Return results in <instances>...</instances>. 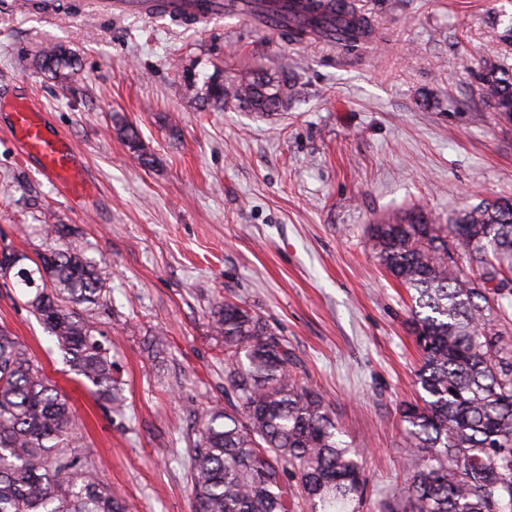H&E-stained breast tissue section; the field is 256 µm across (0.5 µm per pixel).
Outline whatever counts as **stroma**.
Returning a JSON list of instances; mask_svg holds the SVG:
<instances>
[{
  "label": "stroma",
  "mask_w": 512,
  "mask_h": 512,
  "mask_svg": "<svg viewBox=\"0 0 512 512\" xmlns=\"http://www.w3.org/2000/svg\"><path fill=\"white\" fill-rule=\"evenodd\" d=\"M55 0L36 13L0 0V98L31 97L84 162V201L23 166L0 112V249L36 258L54 215L110 275L89 320L112 346L123 415L70 372L20 289L0 285V326L65 393L101 482L134 512H191L184 450L204 410L226 405L224 342L211 313L254 309L292 350L352 447L361 512L403 482L401 406L420 356L409 294L380 265L371 227L422 214L448 224L512 197V121L478 72L512 68V0H351L379 34L348 53L286 41L233 16L190 26ZM57 44L82 66L61 82L18 57ZM288 72L298 94L268 116L215 112L183 77ZM178 130L170 132L169 117ZM134 126L154 161L116 134Z\"/></svg>",
  "instance_id": "stroma-1"
}]
</instances>
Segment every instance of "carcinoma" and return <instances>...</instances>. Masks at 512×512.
Returning <instances> with one entry per match:
<instances>
[{
    "mask_svg": "<svg viewBox=\"0 0 512 512\" xmlns=\"http://www.w3.org/2000/svg\"><path fill=\"white\" fill-rule=\"evenodd\" d=\"M344 0H255L288 5L282 29L301 42L319 35L350 50L376 39L369 20ZM33 65L65 78L76 59L42 48ZM489 105L512 118V70L488 66L480 76ZM216 111L267 114L297 95L294 80L217 74L197 89ZM117 135L144 165L152 163L137 131ZM381 265L411 292V333L421 351L418 400L401 409L406 480L379 512H512V341L500 321L512 302V199L472 207L446 231L417 216L375 224ZM15 288L63 354L70 371L122 411V382L106 341L86 313L108 303L105 271L72 239L14 273ZM497 280L498 287L487 284ZM224 339L229 406H209L186 455L192 512H360L366 479L359 453L339 438L330 404L294 370L288 340L255 311L226 300L212 312ZM69 399L27 346L0 328V512H131L98 479L77 449Z\"/></svg>",
    "mask_w": 512,
    "mask_h": 512,
    "instance_id": "obj_1",
    "label": "carcinoma"
}]
</instances>
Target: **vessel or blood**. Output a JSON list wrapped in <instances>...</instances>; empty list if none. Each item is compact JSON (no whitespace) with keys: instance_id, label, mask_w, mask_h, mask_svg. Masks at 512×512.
I'll list each match as a JSON object with an SVG mask.
<instances>
[{"instance_id":"obj_1","label":"vessel or blood","mask_w":512,"mask_h":512,"mask_svg":"<svg viewBox=\"0 0 512 512\" xmlns=\"http://www.w3.org/2000/svg\"><path fill=\"white\" fill-rule=\"evenodd\" d=\"M96 12L154 20L161 16L181 15L195 22L235 12L233 0H211L206 14H199L196 0H90ZM11 133L18 142L21 156L33 159L40 173L69 189L83 180V161L60 134L48 130L38 107L31 103L17 106L12 113Z\"/></svg>"}]
</instances>
